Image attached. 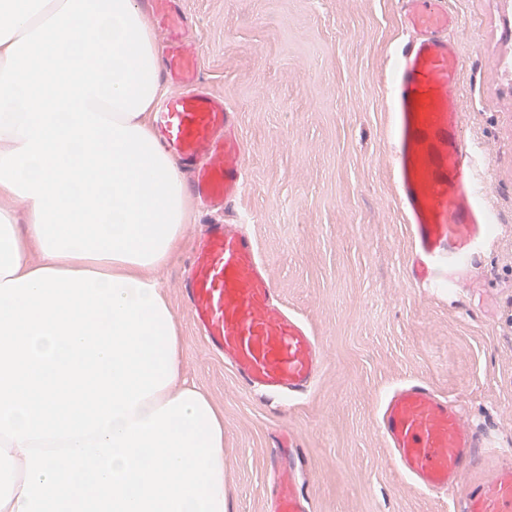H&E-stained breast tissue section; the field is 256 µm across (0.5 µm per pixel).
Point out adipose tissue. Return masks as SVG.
<instances>
[{
  "mask_svg": "<svg viewBox=\"0 0 512 512\" xmlns=\"http://www.w3.org/2000/svg\"><path fill=\"white\" fill-rule=\"evenodd\" d=\"M161 70L137 0H0V512H229L224 418L148 275L193 206Z\"/></svg>",
  "mask_w": 512,
  "mask_h": 512,
  "instance_id": "ef3b65f1",
  "label": "adipose tissue"
}]
</instances>
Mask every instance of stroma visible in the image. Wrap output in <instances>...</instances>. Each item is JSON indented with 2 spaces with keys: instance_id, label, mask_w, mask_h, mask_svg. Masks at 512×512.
I'll return each instance as SVG.
<instances>
[{
  "instance_id": "stroma-1",
  "label": "stroma",
  "mask_w": 512,
  "mask_h": 512,
  "mask_svg": "<svg viewBox=\"0 0 512 512\" xmlns=\"http://www.w3.org/2000/svg\"><path fill=\"white\" fill-rule=\"evenodd\" d=\"M466 69L468 140L490 143V195L512 211V0H446ZM203 85L239 114L248 230L283 303L323 346L313 394L268 401L244 391L195 326L181 282L200 231L152 273L185 343L183 372L224 416L229 512H268L293 434L310 512H454L411 488L376 421L385 395L425 379L512 446V236L478 287L451 296L408 279L411 243L387 151V88L399 0H180Z\"/></svg>"
}]
</instances>
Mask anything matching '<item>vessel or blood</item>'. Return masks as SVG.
Instances as JSON below:
<instances>
[{
    "label": "vessel or blood",
    "instance_id": "b4317fda",
    "mask_svg": "<svg viewBox=\"0 0 512 512\" xmlns=\"http://www.w3.org/2000/svg\"><path fill=\"white\" fill-rule=\"evenodd\" d=\"M403 35L388 87L392 178L411 241L410 277L420 288H469L492 224H511L482 199L493 145L464 134V61L444 0H403ZM166 34V75L176 90L153 113L155 133L180 163L206 231L183 281L196 326L245 390L301 399L324 368L317 338L288 311L248 233L241 206L246 165L237 112L201 85L198 47L177 0H150ZM378 422L392 459L416 488L455 493L458 512H512V453L425 380L401 383ZM291 449L277 478L274 512H308Z\"/></svg>",
    "mask_w": 512,
    "mask_h": 512
}]
</instances>
